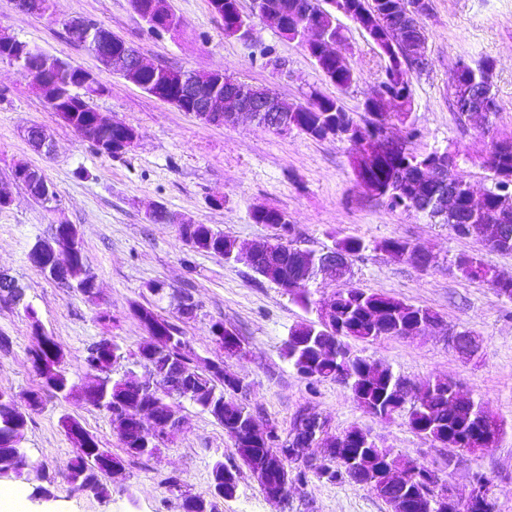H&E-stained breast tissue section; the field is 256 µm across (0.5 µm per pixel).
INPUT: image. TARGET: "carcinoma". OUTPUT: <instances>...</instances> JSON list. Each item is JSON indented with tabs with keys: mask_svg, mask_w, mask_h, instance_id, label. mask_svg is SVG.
<instances>
[{
	"mask_svg": "<svg viewBox=\"0 0 512 512\" xmlns=\"http://www.w3.org/2000/svg\"><path fill=\"white\" fill-rule=\"evenodd\" d=\"M356 1L370 27L380 30L383 41L400 39V28L397 18L404 6L403 0H343L340 7ZM298 9L304 10L309 22L320 25L331 39L347 42L345 29L338 24V11L326 4V0H288ZM494 66L489 57L478 60H461L456 69L460 71L458 84L452 92L453 105L460 114L475 115L481 118L485 130H490L494 122L492 118L499 112V106L494 84L486 80V70ZM321 68L329 74L341 92L347 90L354 82V72L349 64L344 69L336 71L323 64ZM178 73L175 68L158 73H151L144 78L143 90L150 93L162 81ZM418 69L412 67V60H406V70L396 71L391 63H386L382 78L363 100L368 105L381 92L392 93L395 97L414 106L412 88L413 75ZM474 84L482 85L486 94L478 101L480 111L472 112L473 100L468 95ZM275 104L285 110L284 116L295 131L316 140L326 139L324 132L334 127L339 130L360 133L368 141H373L374 132L381 131V123L372 119L369 112H348L339 98H332L312 90L303 102L286 103L274 98ZM400 124L405 129L401 137L404 151L398 156H383L372 168L370 174L379 184L380 191L374 199L391 210H409L408 195L404 191L406 182L398 179L401 174L410 175L420 165L430 161L437 152L442 150L448 156L456 159L459 149L455 144L438 150L419 151L413 147V140L418 137V131L413 127L411 113H403ZM481 166L488 172L493 187L484 192L480 198H474L473 191L466 181H461L454 202V214L443 217L458 237L476 235L481 238L487 250L500 253H512V186L503 184V177L512 173V135L503 134L492 137L489 150L482 156ZM24 188L37 201L50 204L57 201L54 194L44 195L39 189L38 180L32 177L23 178ZM251 220L256 224L279 226L288 234V239H294L295 228L289 224L286 213L265 207L250 213ZM181 242L197 252L210 253L224 257V253L241 247L237 238L224 234V231L213 228L208 224H182L178 228ZM380 249L396 258L415 248V244L404 239L389 238L379 243ZM336 251L352 258L360 255L368 248L366 241L360 237L346 236L334 242ZM77 259L85 269L86 278L83 283H72V291L96 300V295L89 292L90 282L96 279L95 274L85 265L82 249H77ZM294 253H288L277 269L265 270L263 260H258L254 271L263 279L283 288L291 299L305 310L313 309V301L309 290L312 277L296 270ZM450 268L454 274L470 283L486 286L493 282V290L502 298L512 300V280L497 283L496 269L489 264L480 253L462 252L450 260ZM15 292L10 300L12 305H23V310L31 320L32 329L40 330V324L32 305L24 303V289L13 281ZM133 314L142 324L152 321L157 333L148 337L139 346L136 356L140 360L151 363L156 374L164 379L174 369L183 371L196 369V379L200 381L209 393V401H196L194 405L203 413L211 416L224 427V432L235 441L240 428L230 422V414L237 412L242 417V424H248L254 412L238 400V391L233 385L234 376L224 366L211 369L210 363L199 364V359L189 341L183 336L181 320L177 315L167 316L153 306L136 304ZM426 326L434 329L444 327L442 316L435 310L408 304L402 300L359 288L350 282L336 291V310L331 320H304L290 329L284 343L283 355L294 371L307 372L306 380L315 385L324 381L336 382L352 395L354 402L365 412L383 419L394 416L405 417L409 428L416 434L444 448H454L459 452L474 453L481 448L496 446L502 434V425L490 415L478 401L468 404H458L452 393L451 383L442 379H426L413 382L395 373L389 366L376 364L356 354L349 340L375 342L382 338H408L419 327ZM211 333L220 349L232 341L240 340L238 334L224 326V322L215 321L211 325ZM110 347L103 349L87 348L84 366L89 369L97 363L111 361V364L125 358L122 347L112 338H105ZM51 346L43 349L35 344L28 352L32 368L41 380V388L27 391L21 395L0 391V436L7 438L19 425L27 426L31 414L43 405L42 395L52 393L66 401L73 398L75 385L70 381L68 372L63 365L61 345L55 338H50ZM334 343L340 349L345 359L314 362L310 349L319 344ZM453 347L465 355L476 353L477 344L472 332L466 329L459 331L451 339ZM128 378H112L107 373L100 382L101 397L96 407L108 416L129 414L135 406L124 403V393ZM8 401L16 406L22 402L27 404L24 411H15L10 415L2 409L3 402ZM63 426L75 447V455L71 463L68 480L73 490L80 489L83 482L92 480L101 483L106 467L111 464H121V460L101 447L98 437L88 434L89 444L83 445L75 435L74 430L84 429L77 419L66 416ZM349 440L340 444L336 457L318 465H301L288 471L287 489H292L309 478L325 479L329 482H339L359 485L360 478L354 468L347 466L343 455L350 451L358 456L359 467L366 471L373 470L381 463L377 449L367 445L363 430L352 427L346 430ZM139 434L122 441L127 454L134 457L152 458L159 450L160 442L148 436L142 445H136ZM288 440L281 439L279 433L261 437L252 443V454L241 451L237 456L249 469L253 468L251 455L267 456L276 459V453H284ZM29 456L21 447L6 448L0 446V473L9 479H16L23 473L22 463ZM239 480L240 471L233 466H227L223 461L215 462L212 468V489L208 497L196 494H185L182 498L183 512H214L215 500L224 498V474ZM392 510L398 512V502L417 503L425 497L434 496V488L425 481H413L396 486L388 493H376Z\"/></svg>",
	"mask_w": 512,
	"mask_h": 512,
	"instance_id": "carcinoma-1",
	"label": "carcinoma"
}]
</instances>
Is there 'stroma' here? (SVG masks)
<instances>
[{
	"label": "stroma",
	"mask_w": 512,
	"mask_h": 512,
	"mask_svg": "<svg viewBox=\"0 0 512 512\" xmlns=\"http://www.w3.org/2000/svg\"><path fill=\"white\" fill-rule=\"evenodd\" d=\"M171 4L183 25L168 32L149 30L130 0H54L50 17L22 12L16 0H0V26L97 73L104 90L91 100V107L138 133L134 149L122 156L97 153L45 107L16 66L0 61V190L12 199L0 209V271L24 286L35 319L61 344L72 382L80 388L89 384L82 359L87 347L104 336L116 340L126 354L113 377L149 379L147 365L136 357L146 332L131 306L153 302L147 285L161 281L194 297L199 312L195 320L183 323L185 336L199 357L223 360L226 370L244 379L248 391L242 400L256 410L259 424L275 423L284 435L298 410L312 408L326 418L331 433L361 428L399 459L435 467L459 491L468 490L475 474L486 476L496 512H512V300L463 281L448 268L455 254L479 252L512 277V253L487 251L477 237H457L448 225L431 223L420 213L388 210L368 197L355 182L346 144L278 133L250 120L210 125L156 99L102 67L70 37L65 22L75 17L101 22L151 62L198 72L220 70L242 83L269 88L287 102L303 100L315 88L328 96L341 95L353 111L382 74L373 44L359 29L349 28L355 81L341 93L324 80L301 44L270 27L255 24L252 41L245 43L225 35L209 0ZM432 4L424 21L429 66L412 79V120L421 132L416 145L425 150L455 143L462 154L455 176L482 191L491 186L480 165L490 138L455 112L449 87L458 59H493L500 107L494 124L497 131L512 132V0ZM34 124L51 134L53 154L40 153L27 141L24 131ZM19 161L44 171L56 189V202L41 204L13 181L11 170ZM155 206L249 244L273 237L270 228L251 220L256 206L283 210L295 226L297 245L304 249L319 250L345 236L365 239L368 249L351 262L352 283L438 311L448 327L479 336L481 349L475 357H465L446 336L431 331L408 339L355 341L352 349L407 379H449L462 394L481 399L503 424L497 446L452 462L448 449L414 433L404 417L370 415L348 389L330 381L309 387L283 355L290 328L309 319V312L257 275L247 261L227 263L192 251L179 240L175 225L149 223L145 213ZM59 224L79 231L83 254L97 277V301L47 280L27 259L33 243L49 238ZM393 237L428 247L437 263L422 271L381 250L380 242ZM100 311L110 314L109 322L97 320ZM32 320L22 307L0 302V336L10 340L9 349L0 350L2 391L20 394L39 386L28 361L36 342ZM218 320L241 336L244 356L223 357L210 333ZM176 411L182 430L162 443L154 458L140 460L125 456L103 411L86 401L65 402L45 394L21 443L37 467L6 487L24 512H182L180 498L166 487L168 477H179L186 490L206 496L214 463L233 466L238 459L232 440L210 416L187 400ZM66 415L77 418L102 447L123 460L121 472L103 478L101 497L80 495L67 480L74 451L61 424ZM217 510L390 512L368 488L315 478L297 486L287 502L275 503L245 468L236 495L218 500Z\"/></svg>",
	"instance_id": "stroma-1"
}]
</instances>
